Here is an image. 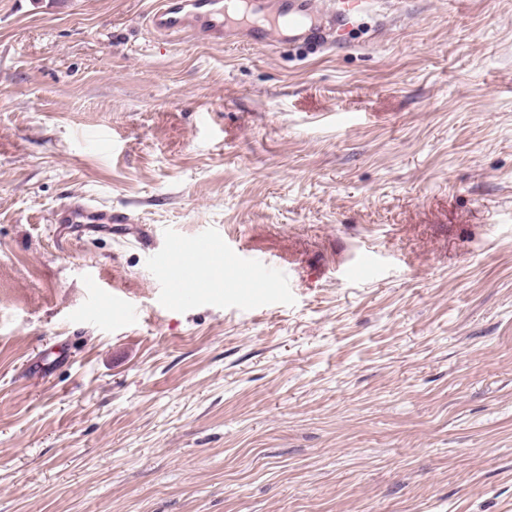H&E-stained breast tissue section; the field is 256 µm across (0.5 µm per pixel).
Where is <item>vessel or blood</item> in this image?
Returning a JSON list of instances; mask_svg holds the SVG:
<instances>
[{"label":"vessel or blood","instance_id":"vessel-or-blood-1","mask_svg":"<svg viewBox=\"0 0 512 512\" xmlns=\"http://www.w3.org/2000/svg\"><path fill=\"white\" fill-rule=\"evenodd\" d=\"M369 0H154L148 21L162 37H179L187 41L209 40L221 43L238 40L252 45L282 46L332 43L337 29L354 14L367 10ZM57 224H125V212L99 207L82 196L58 209L53 216ZM222 232L205 231L192 242L172 236L155 263L171 273L179 289L171 303L194 306L199 295L191 286L196 277L190 263L173 265L174 257L185 251L204 256L225 250Z\"/></svg>","mask_w":512,"mask_h":512}]
</instances>
